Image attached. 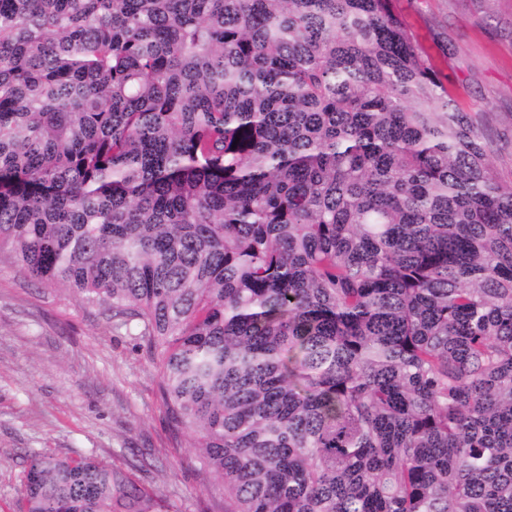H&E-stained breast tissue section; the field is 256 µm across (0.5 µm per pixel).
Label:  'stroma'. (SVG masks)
<instances>
[{
    "instance_id": "35a3bbf8",
    "label": "stroma",
    "mask_w": 512,
    "mask_h": 512,
    "mask_svg": "<svg viewBox=\"0 0 512 512\" xmlns=\"http://www.w3.org/2000/svg\"><path fill=\"white\" fill-rule=\"evenodd\" d=\"M422 51L493 143L512 184V0H398ZM159 359L100 306L29 279L0 256V512H14L32 451L94 455L124 470L167 512H224L177 447Z\"/></svg>"
}]
</instances>
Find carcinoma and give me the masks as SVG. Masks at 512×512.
I'll return each instance as SVG.
<instances>
[{
  "mask_svg": "<svg viewBox=\"0 0 512 512\" xmlns=\"http://www.w3.org/2000/svg\"><path fill=\"white\" fill-rule=\"evenodd\" d=\"M396 0H0V252L160 351L224 512H512V185ZM17 512H163L93 455Z\"/></svg>",
  "mask_w": 512,
  "mask_h": 512,
  "instance_id": "obj_1",
  "label": "carcinoma"
}]
</instances>
